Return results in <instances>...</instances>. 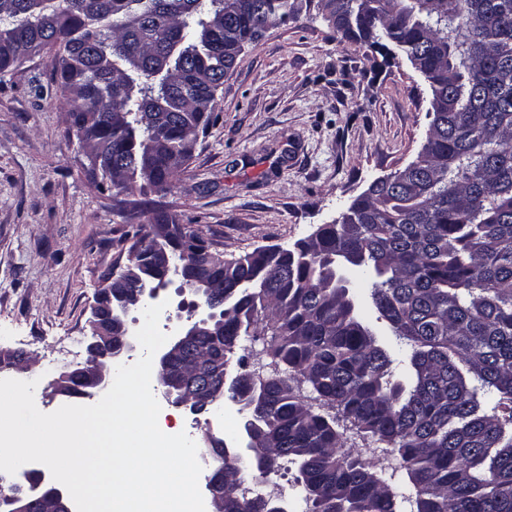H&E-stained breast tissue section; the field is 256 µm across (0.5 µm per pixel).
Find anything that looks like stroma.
Instances as JSON below:
<instances>
[{
  "label": "stroma",
  "mask_w": 512,
  "mask_h": 512,
  "mask_svg": "<svg viewBox=\"0 0 512 512\" xmlns=\"http://www.w3.org/2000/svg\"><path fill=\"white\" fill-rule=\"evenodd\" d=\"M48 58L0 85V347L36 354L34 401L64 405L50 382L84 350L98 285L136 230L117 189L97 190L52 91ZM431 93L397 49L379 53L336 38L309 10L245 47L224 80L219 119L167 192L144 197L191 226L225 256L292 248L339 220L377 178L414 161L431 121ZM169 337L195 321L194 296L164 288ZM161 429L186 432L201 454L239 447L245 412L231 401L199 414L155 391Z\"/></svg>",
  "instance_id": "35a3bbf8"
}]
</instances>
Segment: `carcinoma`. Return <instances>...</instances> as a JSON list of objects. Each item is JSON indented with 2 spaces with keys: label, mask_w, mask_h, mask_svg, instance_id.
Instances as JSON below:
<instances>
[{
  "label": "carcinoma",
  "mask_w": 512,
  "mask_h": 512,
  "mask_svg": "<svg viewBox=\"0 0 512 512\" xmlns=\"http://www.w3.org/2000/svg\"><path fill=\"white\" fill-rule=\"evenodd\" d=\"M332 28L361 46L395 45L429 84L432 117L423 152L404 181L358 197L340 224L304 241L224 259L196 282H224V338L203 339L227 373L240 341L262 343L252 365L215 389L268 436L264 467L234 448L222 468L263 483L278 461L297 466L309 512H396L393 493L339 422L397 453L417 512H512V0H329ZM303 0H0V84L33 53L50 57L52 80L73 118L69 130L99 160L97 188L161 194L185 171V144L205 134L224 77L244 47ZM127 220L177 223L130 201ZM373 270L376 320L411 346L410 387L358 313L337 275ZM131 287L171 276L147 267ZM307 385L325 412L303 400ZM224 512H270L277 499L224 484Z\"/></svg>",
  "instance_id": "obj_1"
}]
</instances>
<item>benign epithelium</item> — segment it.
<instances>
[{"mask_svg":"<svg viewBox=\"0 0 512 512\" xmlns=\"http://www.w3.org/2000/svg\"><path fill=\"white\" fill-rule=\"evenodd\" d=\"M154 232L161 237H176L182 240L185 249V270L191 278H196L203 271L217 269L224 264V253L215 251L205 238L197 237L191 229L181 224L154 225ZM147 263L151 267L169 270L168 255L147 244L127 256L111 275L103 280L96 290L89 320L90 336L86 345V359L74 368L61 372L51 382L53 394L62 397H93L108 389L112 384V362L134 348L133 335L121 319L117 318L112 303L113 289L128 288L131 268ZM218 313L209 312L205 317L194 322L182 335L164 348L158 360L157 383L165 387V394L174 398L173 404L186 407L195 412L199 406L211 399L214 382L218 374L209 373L198 366L202 348L192 347V337L209 328ZM189 350L191 354L182 363L176 376L168 375L167 364L180 351ZM37 365L36 357L24 349L0 347V370L16 374L30 372ZM36 475L46 485L45 495L32 497L22 492H15L0 498V507L4 512H73L69 496L52 484L46 474L38 470ZM214 512H224V478L218 477L209 485Z\"/></svg>","mask_w":512,"mask_h":512,"instance_id":"1","label":"benign epithelium"}]
</instances>
